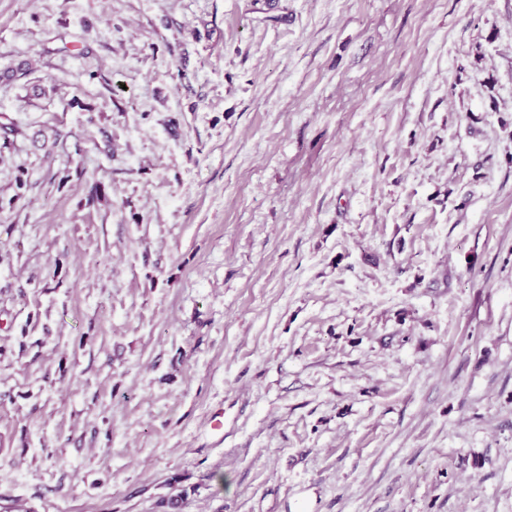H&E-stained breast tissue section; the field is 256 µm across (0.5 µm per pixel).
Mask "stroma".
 I'll list each match as a JSON object with an SVG mask.
<instances>
[{"mask_svg": "<svg viewBox=\"0 0 512 512\" xmlns=\"http://www.w3.org/2000/svg\"><path fill=\"white\" fill-rule=\"evenodd\" d=\"M19 65L0 512H512V0H0Z\"/></svg>", "mask_w": 512, "mask_h": 512, "instance_id": "1", "label": "stroma"}]
</instances>
